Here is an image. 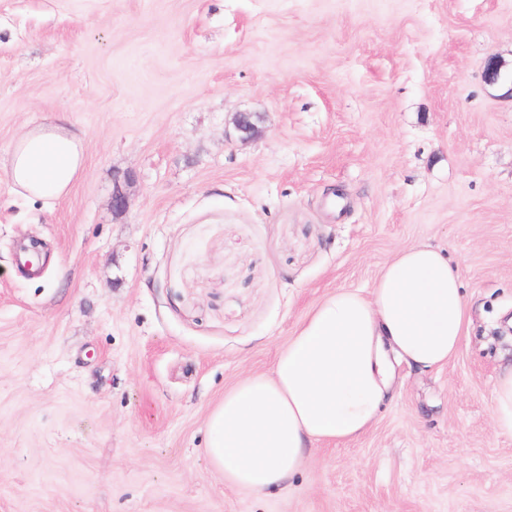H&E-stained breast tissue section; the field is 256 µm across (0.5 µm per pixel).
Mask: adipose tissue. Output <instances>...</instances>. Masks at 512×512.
Here are the masks:
<instances>
[{"label": "adipose tissue", "instance_id": "obj_1", "mask_svg": "<svg viewBox=\"0 0 512 512\" xmlns=\"http://www.w3.org/2000/svg\"><path fill=\"white\" fill-rule=\"evenodd\" d=\"M82 137L56 122L24 129L9 179L26 196L57 201L85 169ZM469 324L457 268L427 244L401 249L371 297L339 289L300 323L271 372L225 392L210 414L206 449L225 482L262 493L288 482L320 442L344 444L379 418L394 361L428 370L457 352Z\"/></svg>", "mask_w": 512, "mask_h": 512}]
</instances>
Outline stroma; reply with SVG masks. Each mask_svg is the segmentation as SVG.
<instances>
[{
	"mask_svg": "<svg viewBox=\"0 0 512 512\" xmlns=\"http://www.w3.org/2000/svg\"><path fill=\"white\" fill-rule=\"evenodd\" d=\"M493 55L512 72V0H0V512H512ZM59 114L87 162L46 203L9 160ZM420 242L461 276L457 354L396 364L377 423L284 487L225 485L205 448L225 390ZM492 421L498 432L512 435V366L504 368L494 381Z\"/></svg>",
	"mask_w": 512,
	"mask_h": 512,
	"instance_id": "obj_1",
	"label": "stroma"
}]
</instances>
